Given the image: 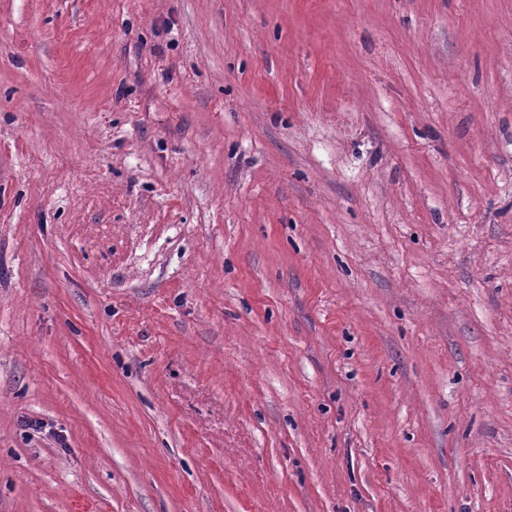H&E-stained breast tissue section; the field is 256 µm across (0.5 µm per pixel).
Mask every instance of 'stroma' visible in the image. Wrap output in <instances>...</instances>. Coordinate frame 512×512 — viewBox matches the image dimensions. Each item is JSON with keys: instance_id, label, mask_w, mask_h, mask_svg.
I'll use <instances>...</instances> for the list:
<instances>
[{"instance_id": "1", "label": "stroma", "mask_w": 512, "mask_h": 512, "mask_svg": "<svg viewBox=\"0 0 512 512\" xmlns=\"http://www.w3.org/2000/svg\"><path fill=\"white\" fill-rule=\"evenodd\" d=\"M0 512H512V0H0Z\"/></svg>"}]
</instances>
